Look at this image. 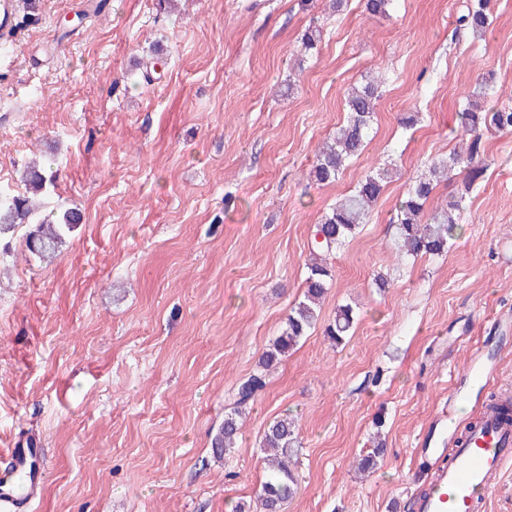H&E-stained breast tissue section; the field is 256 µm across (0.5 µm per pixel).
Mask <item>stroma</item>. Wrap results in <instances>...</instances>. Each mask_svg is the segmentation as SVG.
<instances>
[{"label": "stroma", "mask_w": 512, "mask_h": 512, "mask_svg": "<svg viewBox=\"0 0 512 512\" xmlns=\"http://www.w3.org/2000/svg\"><path fill=\"white\" fill-rule=\"evenodd\" d=\"M465 0H27L0 39V195L31 159L56 173L46 210L82 222L51 262L20 242L0 264V450L33 438L49 472L34 512H252L261 440L297 423L298 492L285 512H413L432 460L416 440L471 352L495 342L496 380L457 407L512 393V132H482L483 178L440 182L460 203L440 257L399 256L392 219L409 183L466 137L476 80L512 98V0L485 40L457 31ZM323 32L300 58L308 26ZM382 75L370 140L340 179L310 177L351 84ZM422 119L406 126L412 113ZM397 172L337 250L322 329L267 376L237 440L211 439L301 299L314 224L368 172ZM384 276L378 287L376 276ZM373 473L357 470L375 441ZM355 322V313L350 305H340L336 308V315L327 324L325 335L336 344L341 343L346 336H350Z\"/></svg>", "instance_id": "35a3bbf8"}]
</instances>
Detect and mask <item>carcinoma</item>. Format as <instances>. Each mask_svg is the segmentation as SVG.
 I'll return each instance as SVG.
<instances>
[{
	"instance_id": "carcinoma-1",
	"label": "carcinoma",
	"mask_w": 512,
	"mask_h": 512,
	"mask_svg": "<svg viewBox=\"0 0 512 512\" xmlns=\"http://www.w3.org/2000/svg\"><path fill=\"white\" fill-rule=\"evenodd\" d=\"M393 0H365V9L372 16L387 18ZM490 0H472L458 22L475 40L485 38L489 27ZM321 30L309 28L301 41L299 53L309 55L318 49ZM489 84L481 81L468 92L466 102L458 112L462 128L476 133L482 128L493 127L512 131V106L502 105L488 112L479 108V101L488 95ZM381 84L377 77L352 85L345 96L347 118L336 128L330 141L318 150L310 172L315 182L324 184L336 181L346 162L359 156L370 136L380 98ZM464 171L468 181L482 176L486 166L481 161L480 138L471 140L467 149H458L448 157L430 166V178L420 179L408 188L401 201L393 223L397 226L399 251L404 256H441L448 251L455 219L447 208L427 212L438 181L456 171ZM391 170L383 167L369 172L355 189L328 208L313 230L311 264L306 278L303 297L291 307L285 328L271 347L262 355L259 370L239 383L235 393V406L224 416V423L211 440V448L220 457L235 448L241 421L256 397L266 385L264 372L277 363L299 340L308 335L320 318V302L329 288L332 274L328 259L354 236L364 223L371 207L382 195ZM55 172L50 166L32 161L21 173L25 193L7 199L0 198V242L15 238L23 240L26 250L41 262L56 258L71 234L81 223V214L75 208L62 212L41 214L42 197L47 185L53 183ZM355 322L353 308L346 304L336 308V315L327 324L325 335L339 344L350 335ZM262 448L266 457V475L258 496L259 512H281L282 506L298 490L292 459L297 448L296 425L288 418L273 421L265 432Z\"/></svg>"
}]
</instances>
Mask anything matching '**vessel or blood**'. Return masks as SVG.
<instances>
[{"label":"vessel or blood","mask_w":512,"mask_h":512,"mask_svg":"<svg viewBox=\"0 0 512 512\" xmlns=\"http://www.w3.org/2000/svg\"><path fill=\"white\" fill-rule=\"evenodd\" d=\"M472 382L494 377L495 366L475 351L468 362ZM482 422L467 441H460L451 405H444L433 427L421 437L431 445L436 429L448 432L454 449L447 466L438 469L433 491L415 502V512H484L487 496L501 475L512 470V423L492 408H482ZM48 473L43 448L30 440L7 451L5 468L0 469V512H33L39 502Z\"/></svg>","instance_id":"vessel-or-blood-1"}]
</instances>
